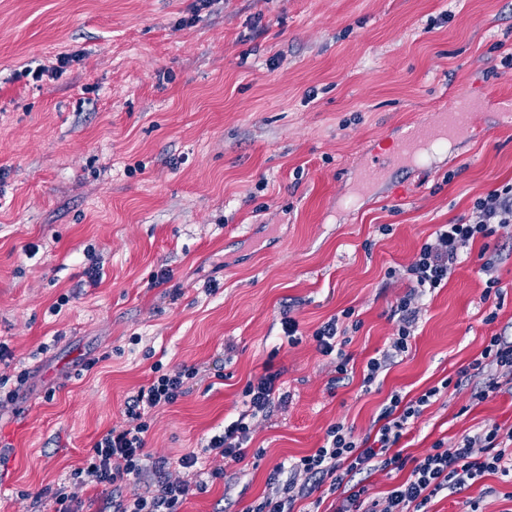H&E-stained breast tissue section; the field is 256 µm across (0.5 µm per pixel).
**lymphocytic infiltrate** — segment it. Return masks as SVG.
Masks as SVG:
<instances>
[{
	"mask_svg": "<svg viewBox=\"0 0 512 512\" xmlns=\"http://www.w3.org/2000/svg\"><path fill=\"white\" fill-rule=\"evenodd\" d=\"M511 225L510 182L476 199L467 215L440 225L409 265L388 269L389 277L407 280L409 290L397 300L393 310L398 320L396 336L381 357L368 360L364 385H371L384 367L408 351L423 297L447 284L477 240L490 238L497 229ZM353 314V309H344L313 334L320 353L334 358L336 378L340 381L347 376L349 365L340 342L346 333L340 320ZM151 371L149 382L126 401L122 424L97 439L81 466L70 474L77 486L109 485L118 489L133 481L141 483V490L113 501L112 512H181L193 492L206 489L203 481L170 474L172 462L167 458L148 461L144 451L152 411L185 396L190 380L198 377L199 370L186 366L166 370L157 363ZM475 375L486 378L483 389L475 393V400L484 401L498 392L501 377L512 376V339L498 334L490 336L479 358L459 371L457 381L463 384ZM279 379V373L268 372L248 381L242 391L244 409L237 419L208 437L200 452L185 454L175 463L189 470L196 467L203 454L245 460L253 419L288 402L287 394L281 393L278 386ZM451 383L442 380L440 385L410 400L392 393L377 417L379 427L373 440H357L352 428L343 423L331 425L321 448L289 465H277L270 472L267 494L247 512H295L296 501L310 496L321 485L327 486L329 493H342L339 512H430V504L438 495L461 493L485 475L512 479V427L494 425L462 435L451 449L439 440L420 457L396 451L403 433ZM379 468L409 472L408 478L382 501L370 498L366 486L358 480L359 474ZM300 474L306 476V484H297Z\"/></svg>",
	"mask_w": 512,
	"mask_h": 512,
	"instance_id": "1",
	"label": "lymphocytic infiltrate"
}]
</instances>
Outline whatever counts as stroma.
Masks as SVG:
<instances>
[{
	"label": "stroma",
	"instance_id": "1",
	"mask_svg": "<svg viewBox=\"0 0 512 512\" xmlns=\"http://www.w3.org/2000/svg\"><path fill=\"white\" fill-rule=\"evenodd\" d=\"M510 52L512 0H0V342L13 354L0 376L29 373L0 404V512H54L154 363L203 372L146 435L147 452L173 462L237 417L247 380L280 371L287 405L253 422L262 458L204 459L224 477L182 506L245 512L271 470L315 452L331 425L375 433L392 392L417 397L491 335L511 337L509 227L423 298L408 352L362 385L407 291L387 269L512 182V124L488 119L484 138L424 169L353 182L363 147H390L397 127L431 121L462 89L512 98ZM62 53L75 57L62 75L33 79ZM163 269L169 280L153 284ZM491 276L503 295L489 324ZM350 307L362 326L334 389L312 333ZM475 389L442 392L398 449L419 457L512 425V386L478 404ZM471 500L512 512V483L489 474L430 510Z\"/></svg>",
	"mask_w": 512,
	"mask_h": 512
}]
</instances>
